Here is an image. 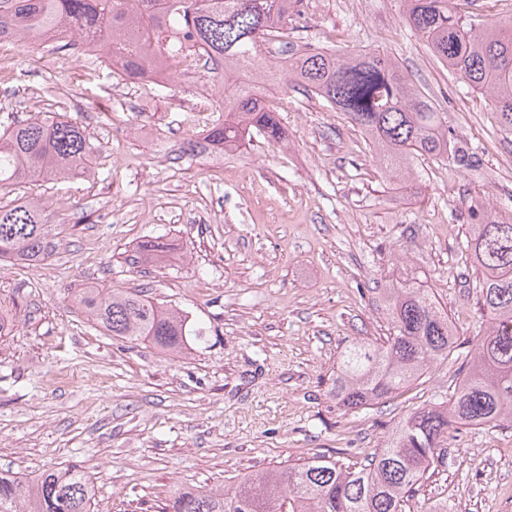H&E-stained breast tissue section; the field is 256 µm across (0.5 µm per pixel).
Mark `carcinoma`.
<instances>
[{"label": "carcinoma", "instance_id": "1", "mask_svg": "<svg viewBox=\"0 0 512 512\" xmlns=\"http://www.w3.org/2000/svg\"><path fill=\"white\" fill-rule=\"evenodd\" d=\"M303 0H0V38L26 40L30 32L55 39L52 51H68L73 38L108 46L103 62L141 80L152 69L179 72L194 57L224 81L258 80L224 88L192 154L222 155L254 135L282 139L276 107L264 86L282 82L317 96L359 128L384 174L403 190L415 189L423 157L457 169L479 163L478 148L458 140L423 91L390 56H348L315 44L288 40V23L302 15ZM405 21L448 72L488 96L499 129L512 134V18L462 17L451 0H403ZM277 43L287 55L277 64L262 47ZM85 127L60 117L22 121L0 130V259L23 263L52 253L51 225L39 202L6 201L21 180L82 177L98 152ZM466 259L482 273L481 299L488 326L474 361L448 403L403 418L387 444L360 466L343 467L315 454L285 468L258 471L231 491L180 490L161 512H406L416 485L444 462L448 434L466 427L512 426V213L468 210ZM145 262L164 263L167 247H140ZM391 333L376 345L361 340L342 355L332 392L350 409L386 398L420 378L429 363L446 359L456 340L446 313L428 289L411 281L384 289ZM75 299L90 320L110 335L150 341L177 352L187 335L183 311L137 293L84 288ZM95 486L80 466L27 477L0 470V512H93Z\"/></svg>", "mask_w": 512, "mask_h": 512}]
</instances>
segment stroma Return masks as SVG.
I'll return each mask as SVG.
<instances>
[{
  "label": "stroma",
  "instance_id": "1",
  "mask_svg": "<svg viewBox=\"0 0 512 512\" xmlns=\"http://www.w3.org/2000/svg\"><path fill=\"white\" fill-rule=\"evenodd\" d=\"M295 36L395 59L477 145L475 172L425 160L418 196L394 189L343 113L280 85L284 142L257 138L214 160L182 154L220 97L203 70L140 86L100 68L61 78V55L9 43L0 122L48 112L100 148L91 176L22 181L53 226L33 267L0 264V469L79 465L94 512H157L179 488H232L325 454L351 465L384 447L415 410L448 400L483 335L481 272L460 259L469 208L512 211V140L485 95L451 75L406 24L402 0H304ZM172 244L162 268L141 243ZM416 279L457 329L452 356L390 398L345 411L331 395L353 342L389 336L382 290ZM83 288L146 291L188 311L198 333L171 354L110 336L78 308ZM406 512H512V427L463 428Z\"/></svg>",
  "mask_w": 512,
  "mask_h": 512
}]
</instances>
